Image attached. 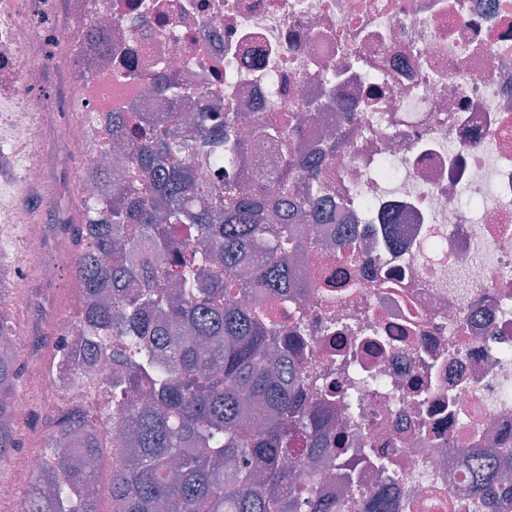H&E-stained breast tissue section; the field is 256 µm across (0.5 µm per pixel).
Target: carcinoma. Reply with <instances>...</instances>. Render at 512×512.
I'll use <instances>...</instances> for the list:
<instances>
[{"mask_svg": "<svg viewBox=\"0 0 512 512\" xmlns=\"http://www.w3.org/2000/svg\"><path fill=\"white\" fill-rule=\"evenodd\" d=\"M165 108L144 118L112 113L107 134L130 143L120 182L81 201L69 228L81 290L79 335L57 341L48 376L100 389L111 401L92 410L65 404L47 417L44 467L24 491L23 512H100L89 493L103 449H112V512H352L313 477L288 469V455L315 462L340 443L305 396L300 339L264 305L238 303L229 284L288 300L291 265L323 258L303 234L330 218L318 200L319 165L336 145L310 151L297 170L299 127L259 120L248 138L237 113L172 109L186 88L155 84ZM282 151L274 192L253 178L257 144ZM263 254L250 277L243 262ZM15 330L0 312V460L19 447L16 409L22 371ZM117 416L128 441L102 434ZM470 512H484V471L473 477Z\"/></svg>", "mask_w": 512, "mask_h": 512, "instance_id": "carcinoma-1", "label": "carcinoma"}]
</instances>
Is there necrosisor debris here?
Returning a JSON list of instances; mask_svg holds the SVG:
<instances>
[{
	"label": "necrosis or debris",
	"instance_id": "obj_1",
	"mask_svg": "<svg viewBox=\"0 0 512 512\" xmlns=\"http://www.w3.org/2000/svg\"><path fill=\"white\" fill-rule=\"evenodd\" d=\"M146 65L187 87L177 111L246 103L279 120L333 76L301 142L334 127L320 181L336 221L310 234L337 244L352 225L360 256L296 270L294 295L268 303L298 323L307 398L360 460L356 485L332 450L316 475L355 512L378 492L391 512H465L476 467L512 456V0H0V224L38 256L14 274L28 312L14 348L31 367L41 317L66 336L80 318L39 292L71 259L74 198L97 192L110 146L86 116L157 111L147 83L113 78ZM18 184L52 223L11 204ZM14 401L22 416L101 406L38 374Z\"/></svg>",
	"mask_w": 512,
	"mask_h": 512
}]
</instances>
